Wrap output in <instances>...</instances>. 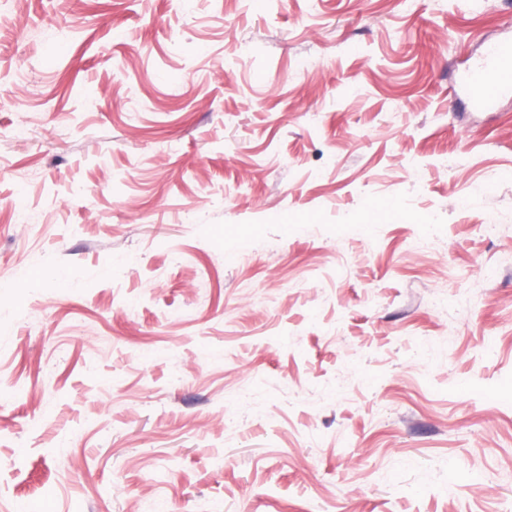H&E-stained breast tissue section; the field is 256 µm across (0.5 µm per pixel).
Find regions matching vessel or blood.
I'll use <instances>...</instances> for the list:
<instances>
[{"instance_id": "vessel-or-blood-1", "label": "vessel or blood", "mask_w": 512, "mask_h": 512, "mask_svg": "<svg viewBox=\"0 0 512 512\" xmlns=\"http://www.w3.org/2000/svg\"><path fill=\"white\" fill-rule=\"evenodd\" d=\"M462 86L469 103L479 109L512 94V41L487 44L482 59L466 68Z\"/></svg>"}]
</instances>
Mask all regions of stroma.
<instances>
[{"label":"stroma","mask_w":512,"mask_h":512,"mask_svg":"<svg viewBox=\"0 0 512 512\" xmlns=\"http://www.w3.org/2000/svg\"><path fill=\"white\" fill-rule=\"evenodd\" d=\"M509 35L0 0V512H512V97L454 84Z\"/></svg>","instance_id":"stroma-1"}]
</instances>
